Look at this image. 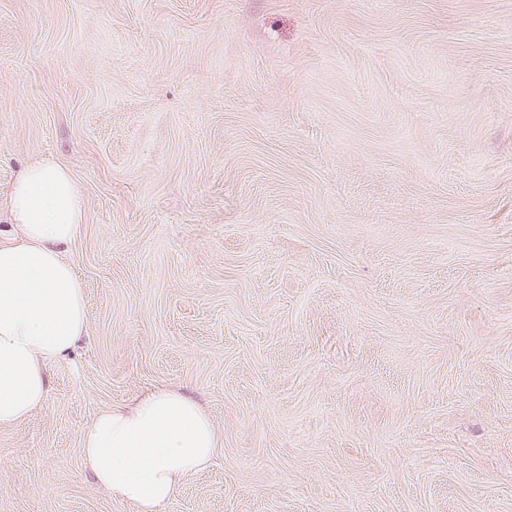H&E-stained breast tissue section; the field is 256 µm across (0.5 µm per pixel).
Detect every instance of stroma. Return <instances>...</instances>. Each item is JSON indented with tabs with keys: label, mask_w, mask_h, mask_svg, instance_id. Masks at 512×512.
Listing matches in <instances>:
<instances>
[{
	"label": "stroma",
	"mask_w": 512,
	"mask_h": 512,
	"mask_svg": "<svg viewBox=\"0 0 512 512\" xmlns=\"http://www.w3.org/2000/svg\"><path fill=\"white\" fill-rule=\"evenodd\" d=\"M67 167L87 334L0 512H136L81 434L158 387L160 512H512V0H0V195ZM215 448L208 413L173 388L112 405L82 435L95 484L137 512H159L184 479L212 463Z\"/></svg>",
	"instance_id": "stroma-1"
}]
</instances>
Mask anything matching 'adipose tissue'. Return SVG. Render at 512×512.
<instances>
[{"label":"adipose tissue","instance_id":"obj_1","mask_svg":"<svg viewBox=\"0 0 512 512\" xmlns=\"http://www.w3.org/2000/svg\"><path fill=\"white\" fill-rule=\"evenodd\" d=\"M13 230L0 240V428L39 408L46 365L87 330V299L67 252L84 222L80 192L59 164H29L9 189ZM217 438L208 413L173 388L100 412L82 449L95 484L136 512H159L187 477L207 468Z\"/></svg>","mask_w":512,"mask_h":512}]
</instances>
